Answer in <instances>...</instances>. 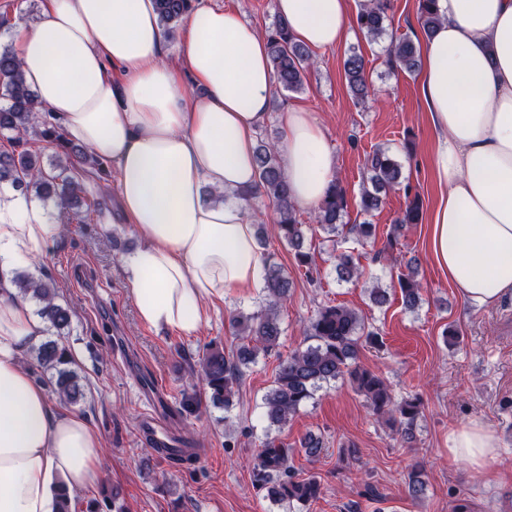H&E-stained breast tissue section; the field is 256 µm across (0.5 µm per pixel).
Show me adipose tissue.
<instances>
[{"label": "adipose tissue", "instance_id": "ef3b65f1", "mask_svg": "<svg viewBox=\"0 0 512 512\" xmlns=\"http://www.w3.org/2000/svg\"><path fill=\"white\" fill-rule=\"evenodd\" d=\"M423 36L418 84L435 140L437 199L429 252L467 302L512 298V0H438ZM294 40L325 50L354 33L355 0H275ZM169 55L155 0H44L41 20L12 47L27 84L72 142L110 161L121 211L141 245L123 260L141 321L198 333L208 304L263 281L254 222L239 189L255 185L256 135L274 90L265 37L239 11L190 12ZM120 74L112 76L110 65ZM202 87L188 90L185 78ZM290 196L317 208L338 159L305 109L276 115ZM225 193L211 203L204 189ZM60 232L26 196L0 194V512H56L54 485L102 477L103 441L80 416L55 409L19 364L44 332L13 284L17 268ZM474 420L451 432L448 453L476 472L497 454Z\"/></svg>", "mask_w": 512, "mask_h": 512}]
</instances>
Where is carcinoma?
I'll use <instances>...</instances> for the list:
<instances>
[{
    "label": "carcinoma",
    "instance_id": "obj_1",
    "mask_svg": "<svg viewBox=\"0 0 512 512\" xmlns=\"http://www.w3.org/2000/svg\"><path fill=\"white\" fill-rule=\"evenodd\" d=\"M194 9L193 0H156L159 24L165 37L172 39L177 26ZM388 0H364L356 21L365 37L376 39L386 31ZM417 13L426 31H432L440 21L436 0H417ZM268 52L275 81L288 92H298L303 79L314 65L307 49L291 39L288 24L278 20L268 34ZM391 67L412 73L418 68L420 53L416 44L400 39L387 49ZM348 87L360 102L368 95L369 79L364 57L351 51L343 62ZM0 135L12 145L10 151H0V186L5 185L30 198L43 202L55 201L57 207L78 208L85 212L101 214L104 200L92 197L83 199L76 193L72 169L82 173L105 172L104 162L93 157L84 147L69 145L61 127L46 118L48 110L38 95L26 84L21 63L8 46L0 47ZM35 137L56 145L65 159H58L50 168L40 161V154L27 147L28 138ZM255 162L258 183L240 189L235 195L251 201L265 197L276 210V230L280 239L295 251L298 263L306 267L308 277L318 273L308 252L304 251L307 232L311 226L302 223L297 207L290 201L288 183L281 170L274 144L260 139ZM366 169L370 186L363 187L358 205L365 214L378 210L383 195L401 185L402 165L395 154L377 148L368 155ZM348 208L345 187L333 183L323 202L315 210L317 228L334 237L333 244L353 237L355 242L366 245L375 237V225L353 224L346 226L341 220ZM422 220V201L415 195L403 216L387 233L383 251H394L399 245L401 231L407 224ZM338 279L351 282L360 279L364 268L354 255V249L345 247L336 254ZM13 283L19 292L38 301V315L61 333L70 325V311L56 302L54 280L47 273L39 277L17 274ZM397 287L403 308L413 311L421 302V285L412 268L399 272ZM292 281L288 272L272 256L264 258L263 306L253 312L240 311L231 318L242 344L237 351L224 353L212 348L201 362L202 379L213 400L232 406L235 387L243 376V369L254 362L258 354H266L278 344L283 329L279 307L288 299ZM308 336L314 343L293 351L277 366L273 385L264 398V418L269 426H283L313 398L323 384L340 378H349L364 405L372 414L398 426L404 442L414 438V428L421 414V404L416 398L395 399L384 378L357 363L359 343L381 347L384 341L366 323L364 316L343 305H325L318 309L310 322ZM38 365L56 373L54 392L68 402L82 395L77 375L66 368L69 360L66 349L55 341L41 346L36 354ZM255 484L264 497L274 501H297L306 505L318 499L320 484L313 476L297 478L289 474L288 449L275 441H268L259 455L255 468Z\"/></svg>",
    "mask_w": 512,
    "mask_h": 512
}]
</instances>
